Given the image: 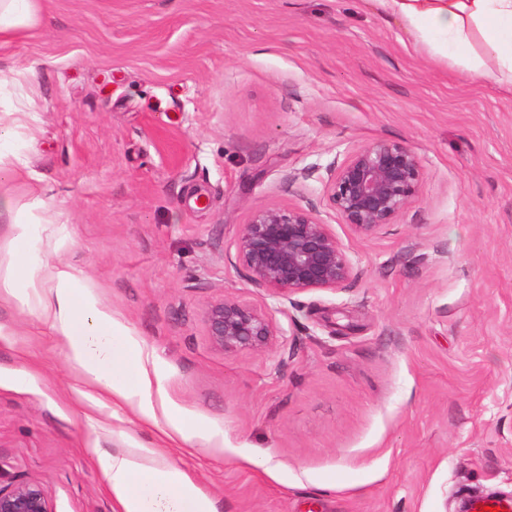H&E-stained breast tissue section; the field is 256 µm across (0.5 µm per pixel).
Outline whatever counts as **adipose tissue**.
<instances>
[{"mask_svg": "<svg viewBox=\"0 0 512 512\" xmlns=\"http://www.w3.org/2000/svg\"><path fill=\"white\" fill-rule=\"evenodd\" d=\"M379 8L399 18L417 37L440 54L462 61L474 78H489L512 88V0H376ZM14 135V123L0 116V221L9 225L13 265L0 277V297L29 305L36 278L28 250V227L44 224L48 208L40 196L18 205L13 187L26 165L2 143ZM47 290L39 308L83 384L96 389L98 403L124 404L149 422L164 418V433L183 442L202 438L220 447L224 435L201 432L171 404L155 408L149 357L114 320L96 296L79 288L69 266L48 267ZM119 512H218L215 500L182 470L162 459L157 449L138 444L98 457Z\"/></svg>", "mask_w": 512, "mask_h": 512, "instance_id": "obj_1", "label": "adipose tissue"}]
</instances>
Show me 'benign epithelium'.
I'll list each match as a JSON object with an SVG mask.
<instances>
[{
    "mask_svg": "<svg viewBox=\"0 0 512 512\" xmlns=\"http://www.w3.org/2000/svg\"><path fill=\"white\" fill-rule=\"evenodd\" d=\"M421 178L413 151L377 140L330 169L323 194L342 223L368 238L405 212ZM236 259L250 284L280 303L310 290L346 288L355 278L354 264L330 225L298 206L253 211L238 235ZM204 319L212 345L226 354L263 351L284 335L270 312L236 298L210 303ZM0 512L53 509L42 483L18 481L0 485Z\"/></svg>",
    "mask_w": 512,
    "mask_h": 512,
    "instance_id": "obj_1",
    "label": "benign epithelium"
}]
</instances>
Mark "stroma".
<instances>
[{
    "instance_id": "obj_1",
    "label": "stroma",
    "mask_w": 512,
    "mask_h": 512,
    "mask_svg": "<svg viewBox=\"0 0 512 512\" xmlns=\"http://www.w3.org/2000/svg\"><path fill=\"white\" fill-rule=\"evenodd\" d=\"M0 44L7 151L53 215L29 229L149 352L174 404L223 449L79 399L38 306L0 299V483L54 512H118L97 456L144 443L219 512H461L512 497V89L432 53L375 0H36ZM417 155L394 224L362 238L330 166L375 140ZM299 206L353 260L348 287L285 312L235 259L250 213ZM275 310L279 342L224 353L206 307Z\"/></svg>"
}]
</instances>
